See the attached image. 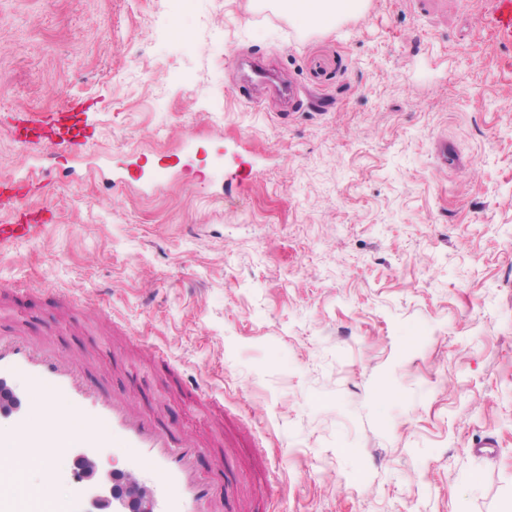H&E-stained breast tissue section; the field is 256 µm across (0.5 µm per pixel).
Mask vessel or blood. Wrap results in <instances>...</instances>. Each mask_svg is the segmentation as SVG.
Masks as SVG:
<instances>
[{
  "label": "vessel or blood",
  "mask_w": 512,
  "mask_h": 512,
  "mask_svg": "<svg viewBox=\"0 0 512 512\" xmlns=\"http://www.w3.org/2000/svg\"><path fill=\"white\" fill-rule=\"evenodd\" d=\"M249 81L278 87L289 104L298 101L297 87L277 85L275 75L263 66L254 67ZM95 132V125L84 112H17L9 117V133L17 146L31 156L53 153L65 163L88 153ZM169 176L167 165L149 163L136 152L121 169L118 182L149 190ZM31 182L27 175L0 177V209L14 210ZM33 230V225L19 220L1 221L0 248L30 237ZM0 388L16 391L22 400L19 409L0 414V512H87L88 500L77 472L60 473L73 484L72 496L49 500L23 492L18 473L11 466L13 457L28 451L38 452L47 463L68 459L70 451L61 439L72 430L80 433V455L94 457L111 446L123 449L127 457L125 480L130 486L150 489L154 512H236V487H225L226 503L217 507L207 483L195 472L191 459L198 449L196 441L171 438L154 417L137 411L125 398L92 388L84 367L74 358L21 338L0 336ZM56 402L67 403L72 418L53 430L34 425V408Z\"/></svg>",
  "instance_id": "1"
}]
</instances>
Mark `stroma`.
I'll use <instances>...</instances> for the list:
<instances>
[{"instance_id": "obj_1", "label": "stroma", "mask_w": 512, "mask_h": 512, "mask_svg": "<svg viewBox=\"0 0 512 512\" xmlns=\"http://www.w3.org/2000/svg\"><path fill=\"white\" fill-rule=\"evenodd\" d=\"M240 57L326 108L246 103ZM77 98L96 142L76 176L34 172L55 220L0 250V336L80 359L262 512H512L491 0H366L317 31L280 0H0V113ZM134 148L170 180L108 185Z\"/></svg>"}]
</instances>
